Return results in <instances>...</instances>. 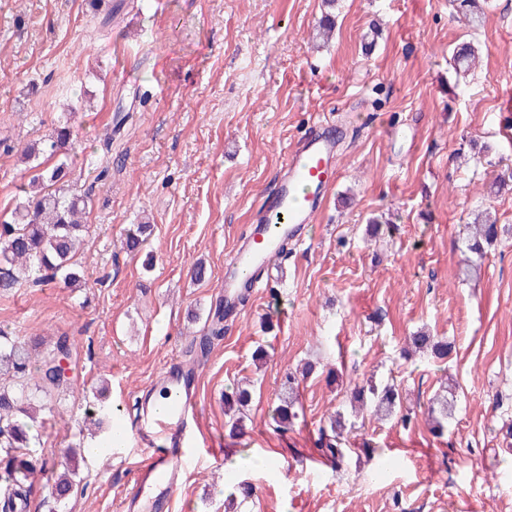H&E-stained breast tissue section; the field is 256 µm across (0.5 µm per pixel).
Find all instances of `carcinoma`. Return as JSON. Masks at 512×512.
I'll use <instances>...</instances> for the list:
<instances>
[{
    "instance_id": "cac0c4a2",
    "label": "carcinoma",
    "mask_w": 512,
    "mask_h": 512,
    "mask_svg": "<svg viewBox=\"0 0 512 512\" xmlns=\"http://www.w3.org/2000/svg\"><path fill=\"white\" fill-rule=\"evenodd\" d=\"M456 11L468 17L474 27L482 22L479 0H457ZM471 56V45L459 44L452 55L454 69L467 71ZM73 137L72 127L66 124L50 138L21 150L27 161L43 155L45 162L35 165L29 188L22 189L11 218L0 221V294L12 293L27 284L48 285L58 279L68 287L81 281L76 256L79 244L90 232L85 217L92 203V189L79 193L65 187L69 168L67 150ZM478 220L465 242L469 256L460 272L466 278L480 270L479 260L504 233L512 230L498 224L488 214L478 216ZM150 230L149 224L137 225L135 231L127 234L124 249L133 254L140 252ZM224 318V309H218L211 336L198 343L200 352L210 346V337L224 335ZM412 343L436 358L448 357L452 349L448 341L426 331L412 336ZM41 345L39 337L23 343L0 331V450L5 452L4 475L0 476V512H27L36 452L30 437L34 412L39 408H56L60 395L69 390L67 380L51 375V364L58 353L70 351L68 337H58L53 349L46 353L40 351ZM310 372L311 368L307 367L299 375L285 374L282 394L274 408V419L278 423L291 426L298 419L297 389L301 378ZM354 400L358 407L352 409L353 421L346 422L339 412L329 421L332 440L326 443L325 452L338 465L347 454V449L339 447L341 438L347 428L355 427L361 410L369 408L382 417L397 414L402 423L410 422L408 416L400 414L401 396L393 384L370 382L357 388ZM250 401L251 393L244 388L233 387L224 392V405L229 410L241 411ZM454 413V398L445 394L437 396L429 407L432 433L443 435ZM75 475V470L64 467V472L52 485L57 498L63 499L70 493Z\"/></svg>"
}]
</instances>
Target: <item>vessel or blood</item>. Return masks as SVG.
<instances>
[{
    "mask_svg": "<svg viewBox=\"0 0 512 512\" xmlns=\"http://www.w3.org/2000/svg\"><path fill=\"white\" fill-rule=\"evenodd\" d=\"M338 148L331 125L319 121L292 150L274 197L264 202L249 237L224 264L226 303L237 302L242 294L257 288L266 269L279 258L281 242L302 239L322 193L336 178ZM194 376V369L183 365L165 369L164 391L169 407L154 426L141 430L149 457L129 496L131 512H142L151 490L160 488L166 496H173L194 457L186 449V437L174 431L186 421L194 404L190 384Z\"/></svg>",
    "mask_w": 512,
    "mask_h": 512,
    "instance_id": "1",
    "label": "vessel or blood"
}]
</instances>
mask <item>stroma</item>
Segmentation results:
<instances>
[{"mask_svg":"<svg viewBox=\"0 0 512 512\" xmlns=\"http://www.w3.org/2000/svg\"><path fill=\"white\" fill-rule=\"evenodd\" d=\"M483 9L472 28L452 0H124L106 24L89 0H0V143L13 147L0 153V216L32 175L20 148L66 123L71 178L93 190L85 287L0 295V328L72 343L64 412L38 418L41 458L96 446L116 409L128 432L111 458L79 461L64 502L36 482L28 512H126L147 457L141 403L179 362L197 372L209 452L169 512H415L421 501L428 512H512V234L477 276L459 273L476 213L512 226V193L486 195L512 166V0ZM328 11L336 31L324 41ZM462 41L479 54L463 81L449 65ZM323 118L336 127L339 174L312 232L198 356L191 343L210 333L225 261ZM378 216L392 230L369 237ZM135 224L151 233L133 257L121 243ZM421 329L454 344L447 360L402 358ZM305 362L300 417L280 428L281 379ZM242 379L252 397L233 435L223 395ZM370 380L399 388L411 422L365 417L345 444L377 455L334 466L318 429ZM448 385L455 417L437 437L427 407ZM269 456L277 468L252 466ZM241 481L252 496L225 505Z\"/></svg>","mask_w":512,"mask_h":512,"instance_id":"stroma-1","label":"stroma"}]
</instances>
